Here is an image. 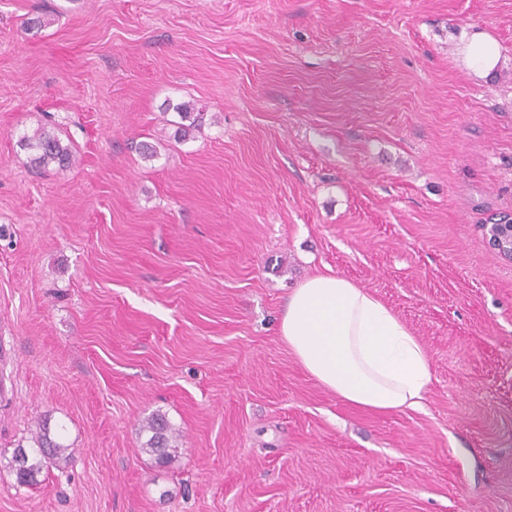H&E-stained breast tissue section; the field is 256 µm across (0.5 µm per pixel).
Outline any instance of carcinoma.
<instances>
[{
	"instance_id": "1",
	"label": "carcinoma",
	"mask_w": 512,
	"mask_h": 512,
	"mask_svg": "<svg viewBox=\"0 0 512 512\" xmlns=\"http://www.w3.org/2000/svg\"><path fill=\"white\" fill-rule=\"evenodd\" d=\"M18 146L29 152L28 163L33 170H46L52 164L63 170L76 161L72 147L44 126L20 137ZM139 434L147 435V440L141 443V451L152 455L159 464L172 459L175 429L164 415L156 413L147 418L140 426ZM32 442L33 446L29 448L17 446L8 459V468L19 487L37 485L43 471L67 459L65 452L68 446L51 437L49 424L45 420L37 425Z\"/></svg>"
}]
</instances>
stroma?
I'll use <instances>...</instances> for the list:
<instances>
[{
    "mask_svg": "<svg viewBox=\"0 0 512 512\" xmlns=\"http://www.w3.org/2000/svg\"><path fill=\"white\" fill-rule=\"evenodd\" d=\"M41 125L75 166L29 168ZM506 213L512 0H0V512H512ZM318 270L418 336L423 409L349 405L292 356ZM44 419L72 458L17 487ZM463 47L467 53L468 69L475 76L487 77L501 60L498 45L485 33L473 32L466 36ZM487 238L495 250L512 257V224H490ZM139 434L148 438L141 443L140 450L154 457L158 464H165L173 457L175 429L171 427L165 415L152 414L140 426Z\"/></svg>",
    "mask_w": 512,
    "mask_h": 512,
    "instance_id": "stroma-1",
    "label": "stroma"
}]
</instances>
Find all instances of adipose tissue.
<instances>
[{
  "label": "adipose tissue",
  "mask_w": 512,
  "mask_h": 512,
  "mask_svg": "<svg viewBox=\"0 0 512 512\" xmlns=\"http://www.w3.org/2000/svg\"><path fill=\"white\" fill-rule=\"evenodd\" d=\"M469 71L501 60L482 32L464 40ZM279 335L302 368L342 401L377 412L422 407L432 382L427 352L381 299L337 274L315 273L288 297Z\"/></svg>",
  "instance_id": "1"
}]
</instances>
